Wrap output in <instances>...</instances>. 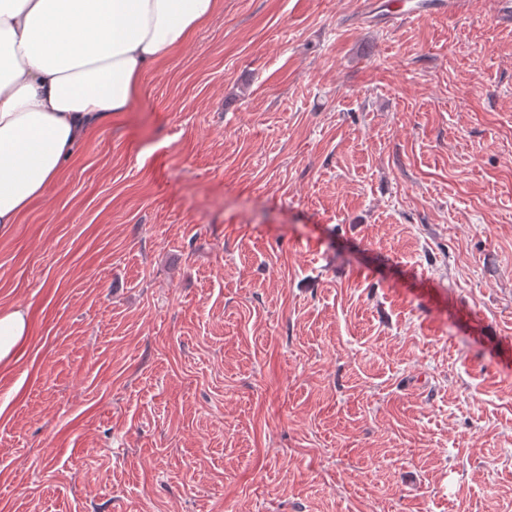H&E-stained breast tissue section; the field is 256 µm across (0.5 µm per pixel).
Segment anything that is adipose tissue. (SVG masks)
Masks as SVG:
<instances>
[{"label":"adipose tissue","instance_id":"ef3b65f1","mask_svg":"<svg viewBox=\"0 0 512 512\" xmlns=\"http://www.w3.org/2000/svg\"><path fill=\"white\" fill-rule=\"evenodd\" d=\"M220 0H0V227L45 199L142 80L184 47ZM31 332L0 309V363Z\"/></svg>","mask_w":512,"mask_h":512}]
</instances>
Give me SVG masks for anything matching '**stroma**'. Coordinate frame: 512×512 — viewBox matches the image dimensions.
I'll list each match as a JSON object with an SVG mask.
<instances>
[{"mask_svg":"<svg viewBox=\"0 0 512 512\" xmlns=\"http://www.w3.org/2000/svg\"><path fill=\"white\" fill-rule=\"evenodd\" d=\"M221 0L0 230V512H512L499 0ZM31 332L28 308L22 306L0 309V363L14 358L17 348Z\"/></svg>","mask_w":512,"mask_h":512,"instance_id":"1","label":"stroma"}]
</instances>
